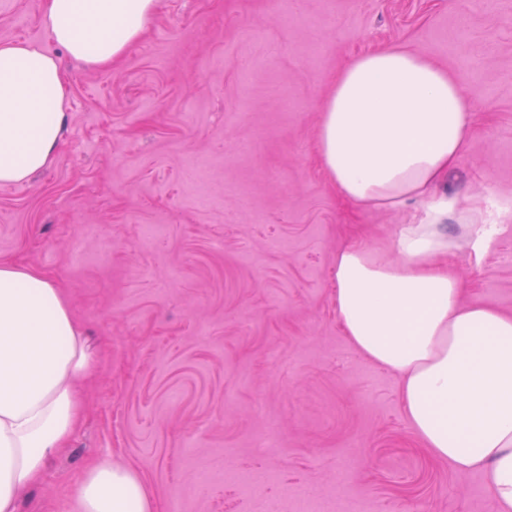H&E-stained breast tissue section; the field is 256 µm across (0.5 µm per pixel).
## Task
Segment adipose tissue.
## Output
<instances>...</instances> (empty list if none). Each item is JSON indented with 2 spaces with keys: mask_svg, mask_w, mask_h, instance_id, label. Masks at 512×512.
Segmentation results:
<instances>
[{
  "mask_svg": "<svg viewBox=\"0 0 512 512\" xmlns=\"http://www.w3.org/2000/svg\"><path fill=\"white\" fill-rule=\"evenodd\" d=\"M156 0H49L55 43L86 65L118 60L138 41ZM55 58L29 43L0 45V183L27 180L58 149L68 122ZM320 167L364 208L420 200L397 260L337 250L336 314L350 344L397 374L405 416L426 448L461 472L478 470L499 512H512V316L461 300L443 261L454 243L453 200L433 188L459 162L473 128L459 80L427 57L388 47L352 58L319 105ZM93 356L59 288L0 261V512L65 450L80 415L76 391ZM72 512H155L141 476L104 460L85 471Z\"/></svg>",
  "mask_w": 512,
  "mask_h": 512,
  "instance_id": "adipose-tissue-1",
  "label": "adipose tissue"
}]
</instances>
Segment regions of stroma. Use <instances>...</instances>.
Wrapping results in <instances>:
<instances>
[{"label": "stroma", "instance_id": "obj_1", "mask_svg": "<svg viewBox=\"0 0 512 512\" xmlns=\"http://www.w3.org/2000/svg\"><path fill=\"white\" fill-rule=\"evenodd\" d=\"M48 0H0V45L54 55L69 120L27 181L0 184V260L59 288L94 349L66 452L19 505L58 512L113 459L156 512H498L482 472L424 448L398 377L343 336L334 260L394 257L400 210L362 209L319 170L318 103L357 53L400 47L456 75L473 134L440 188L512 199V0H157L142 38L88 67L51 38ZM464 302L512 315V218L474 255Z\"/></svg>", "mask_w": 512, "mask_h": 512}]
</instances>
